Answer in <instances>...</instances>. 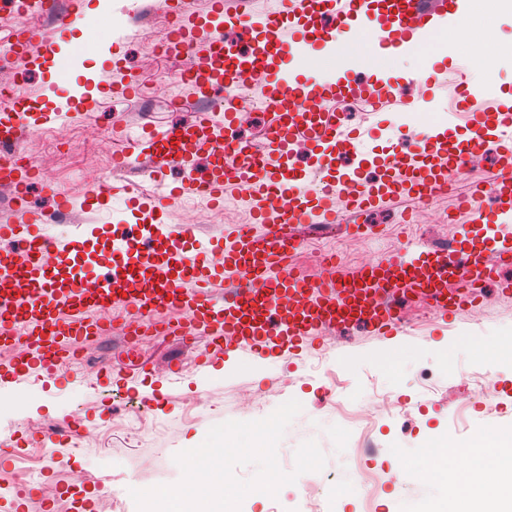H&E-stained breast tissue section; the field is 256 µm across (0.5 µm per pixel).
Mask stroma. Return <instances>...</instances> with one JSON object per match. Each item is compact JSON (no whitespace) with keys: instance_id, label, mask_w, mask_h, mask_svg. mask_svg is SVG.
<instances>
[{"instance_id":"1","label":"stroma","mask_w":512,"mask_h":512,"mask_svg":"<svg viewBox=\"0 0 512 512\" xmlns=\"http://www.w3.org/2000/svg\"><path fill=\"white\" fill-rule=\"evenodd\" d=\"M83 21L68 34L82 39L102 13L112 16L106 54L88 53L77 66L56 58L32 66L45 39L54 35V20H34L39 37L27 54L0 58V86L25 73L24 93L34 112L60 113L44 129L20 143L35 164L27 189L29 210L57 211L58 196L74 204L50 233L69 236L88 228L93 244H100L116 224H143L147 218L129 208L124 196L105 207H86L92 178L143 192L154 184L152 157H133L117 171L113 155L122 138L145 123L163 128L190 125L201 113L219 112L222 95L204 97L179 83L181 71L197 64V56L167 60L151 54L149 39L161 31L158 0H79ZM488 56L487 97L504 101L512 95V6L495 8L491 19L476 25L454 53L427 63L432 83L409 78L416 58L393 55L359 70L358 83L375 86L389 81L395 100L370 113L365 101L346 97L330 101L343 128L356 131L361 153L372 164L361 172L363 184L377 182L382 162L392 146L413 148L423 131L434 128L458 139L468 133L465 118L450 111L460 58ZM177 86L183 106L172 109L168 86ZM84 87L93 110L71 102L74 87ZM250 107L238 116L236 135L260 147L271 114L262 103L261 85H250ZM431 98L430 111L410 118L401 103ZM504 167L500 155L490 152L469 163L456 189L482 191V206L494 200L487 189ZM239 186L224 190L218 207L186 208L174 200L162 216L172 227L191 226L189 248L222 239L249 223L248 211L234 205ZM338 222L300 224L296 235L303 245L294 265L304 276L317 278L322 268L316 255L335 251L340 274L352 276L372 259L407 247L422 251L453 245L483 248L478 225L469 212L458 209L455 197L442 193L424 205L408 195L385 199L358 219H351L344 195L336 197ZM481 300L454 319L424 318L404 324L397 335L380 338L361 325H342L331 342L310 339L300 347L262 355L217 353L210 366L200 369L196 357L205 340L182 346L177 337H146L138 352L126 354L120 323L105 334L79 340L90 357L85 371L44 379L30 368L23 380H0V484L19 487L20 495L0 497V512H79L78 501L89 496L101 501L112 495L110 512H137L130 495L134 489L173 485L180 479L174 457L197 447L210 427L231 420L251 421L269 416L281 404L296 399L301 412L287 427L277 448L283 471L295 468L298 447L316 441L326 457L321 471L299 475L283 486L277 497L260 492L247 495L245 512H451L458 489L476 486L479 467L448 474L438 466L448 454L440 441L452 432L461 442L477 435L502 442L512 430V361L502 362L500 351L512 345V293L504 294L496 281L486 282ZM110 365L107 377L97 378V367ZM490 375L496 396L486 401L471 394L475 374ZM382 390L397 402L393 413L364 419L363 406ZM162 397V409L150 402ZM143 410L155 433L130 441L123 430L129 415ZM83 414L86 426L103 431L99 444L67 452L54 440L37 437L35 426L68 423ZM154 459L145 470L142 457Z\"/></svg>"}]
</instances>
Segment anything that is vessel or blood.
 Segmentation results:
<instances>
[{
    "label": "vessel or blood",
    "instance_id": "1",
    "mask_svg": "<svg viewBox=\"0 0 512 512\" xmlns=\"http://www.w3.org/2000/svg\"><path fill=\"white\" fill-rule=\"evenodd\" d=\"M458 10L457 0L446 9L425 7L424 0H298L289 7L279 0L276 10L262 16L249 14L210 18V29L234 25L242 33L260 38L252 53L238 55L213 36L195 45L213 67L190 69L182 79L194 85L224 90V116H201L191 125H177L156 132L150 129L131 139L125 153L114 157L124 167L133 154L155 158L159 167H178L187 177L181 185H158L147 197L149 212L160 213L169 201L205 188L212 204L224 201V188L244 187L262 233L244 227L225 240L221 263H213L209 249L188 252L180 243L189 226L174 229L151 225L147 242L123 235L110 238L114 260L99 272L85 239L58 240L41 234L20 239L17 246L0 253V278L10 282L7 296L13 306L0 307V339L28 341L24 354L0 369V378L14 376L37 365L43 377L53 378L65 369L73 340L97 335L100 325L92 309L123 303L151 319L174 308L184 310L185 324H170V333L204 334L208 349L197 357L198 367L211 363V352L246 350L253 354L299 347L328 325L355 323L389 336L402 322L396 296L409 293L428 299L438 315L464 312L481 298L479 288L490 279L494 266L482 251L463 253L454 248L423 253L412 258L396 252L363 266L350 277L340 276L330 265L325 276L309 280L290 266L301 240L296 224H323L336 220L334 199L344 193L353 209L360 210L387 196L432 198L446 192L474 156L497 146L503 158L512 157V107L484 101L483 85L460 76L457 95L471 102L470 137L457 143L445 134L427 130L415 152L393 148L386 164L387 177L377 187L360 183L367 157L353 167L341 166L343 154L356 153L353 137L345 135L336 112L311 111L306 104L331 97H367L371 107L385 100L387 83L366 88L356 83L355 69L375 63L397 51L423 53L435 35L445 32V19ZM40 11L57 15V36L43 50L52 60L67 42L68 32L82 16L78 8L58 14L57 0H41ZM336 25L326 28L325 15ZM350 36L354 50L336 77L313 74L316 52ZM265 83L263 104L273 121L263 149L227 137L241 108L237 90L242 83ZM47 115L33 118L14 112L0 116V140H16L21 132H34L48 123ZM308 143L319 169H335V178L318 181L314 172L297 168L291 160L294 141ZM207 154L204 177L192 176V161ZM497 201L492 213L462 199L475 223L485 226L512 222V168L491 184ZM233 274L236 284L224 292V310L216 312L210 291L212 280Z\"/></svg>",
    "mask_w": 512,
    "mask_h": 512
}]
</instances>
